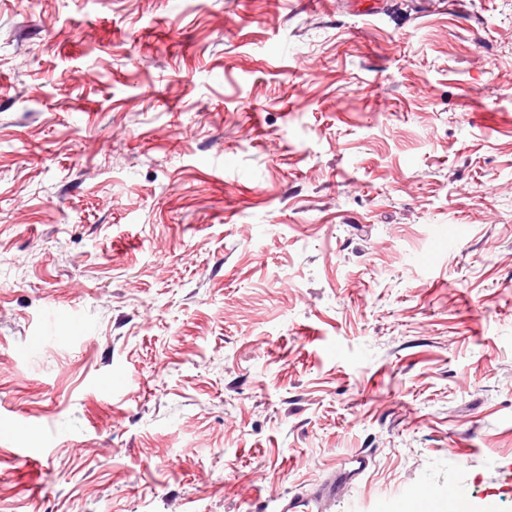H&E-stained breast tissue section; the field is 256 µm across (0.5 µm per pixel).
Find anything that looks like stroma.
Returning <instances> with one entry per match:
<instances>
[{
  "label": "stroma",
  "instance_id": "obj_1",
  "mask_svg": "<svg viewBox=\"0 0 512 512\" xmlns=\"http://www.w3.org/2000/svg\"><path fill=\"white\" fill-rule=\"evenodd\" d=\"M382 3L0 0V512H512V0ZM348 463L353 464L352 468H346ZM367 463V458L361 453L352 456L314 487L281 498L277 512H325L336 502V496L348 481L365 471Z\"/></svg>",
  "mask_w": 512,
  "mask_h": 512
}]
</instances>
